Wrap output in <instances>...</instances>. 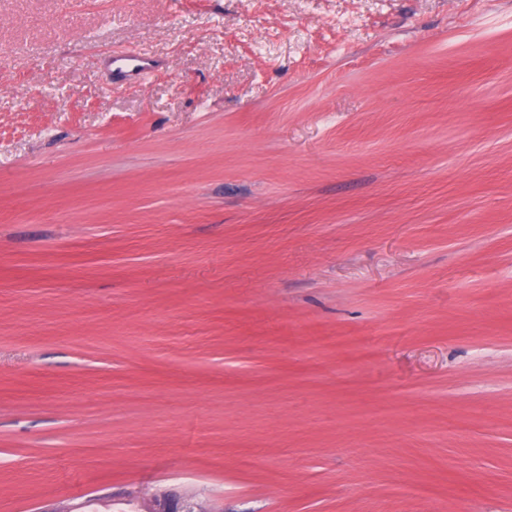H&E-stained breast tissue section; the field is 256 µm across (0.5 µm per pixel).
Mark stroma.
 Wrapping results in <instances>:
<instances>
[{"instance_id":"obj_1","label":"stroma","mask_w":512,"mask_h":512,"mask_svg":"<svg viewBox=\"0 0 512 512\" xmlns=\"http://www.w3.org/2000/svg\"><path fill=\"white\" fill-rule=\"evenodd\" d=\"M147 485L512 512V0H0V512ZM151 66L150 56L140 51L111 58L108 62V69L112 75L113 82H128Z\"/></svg>"}]
</instances>
